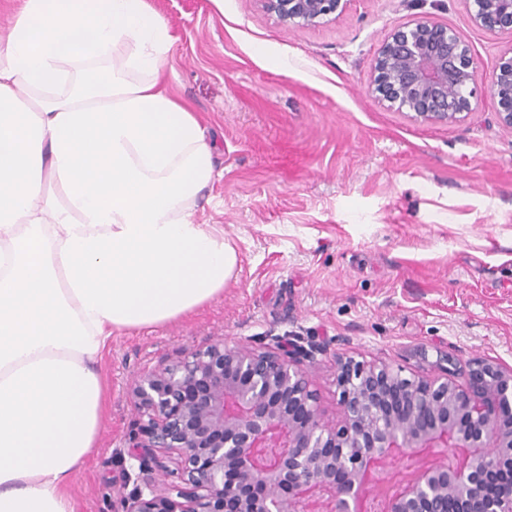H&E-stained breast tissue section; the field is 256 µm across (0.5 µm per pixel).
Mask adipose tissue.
<instances>
[{"label":"adipose tissue","mask_w":512,"mask_h":512,"mask_svg":"<svg viewBox=\"0 0 512 512\" xmlns=\"http://www.w3.org/2000/svg\"><path fill=\"white\" fill-rule=\"evenodd\" d=\"M144 0H25L0 33V512H74L113 331L208 304L238 257L195 223L213 147Z\"/></svg>","instance_id":"1"}]
</instances>
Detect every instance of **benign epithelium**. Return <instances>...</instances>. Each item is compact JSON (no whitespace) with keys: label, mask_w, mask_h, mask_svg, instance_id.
<instances>
[{"label":"benign epithelium","mask_w":512,"mask_h":512,"mask_svg":"<svg viewBox=\"0 0 512 512\" xmlns=\"http://www.w3.org/2000/svg\"><path fill=\"white\" fill-rule=\"evenodd\" d=\"M259 2L299 28L336 21L348 0ZM465 3L477 26L512 35V0ZM475 81L459 37L415 19L381 45L368 90L415 122L452 124ZM488 92L512 129V45ZM321 352L287 334L259 347L217 339L140 373L114 512H512L511 366L474 359L459 385L337 357L334 422L314 386Z\"/></svg>","instance_id":"benign-epithelium-1"}]
</instances>
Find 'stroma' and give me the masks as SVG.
Returning a JSON list of instances; mask_svg holds the SVG:
<instances>
[{"instance_id": "1", "label": "stroma", "mask_w": 512, "mask_h": 512, "mask_svg": "<svg viewBox=\"0 0 512 512\" xmlns=\"http://www.w3.org/2000/svg\"><path fill=\"white\" fill-rule=\"evenodd\" d=\"M145 3L174 36L168 90L195 112L222 173L195 219L223 231L239 264L202 308L113 332L74 512H111L115 450L134 421L128 387L179 348L316 337L330 415L338 355L424 376L476 357L512 366V129L485 91L512 36L475 26L463 0H349L336 21L305 28L259 0ZM418 18L471 51L476 95L460 122H414L368 91L384 40Z\"/></svg>"}]
</instances>
